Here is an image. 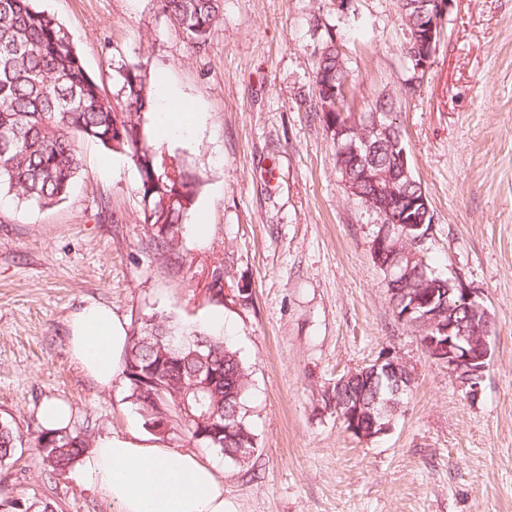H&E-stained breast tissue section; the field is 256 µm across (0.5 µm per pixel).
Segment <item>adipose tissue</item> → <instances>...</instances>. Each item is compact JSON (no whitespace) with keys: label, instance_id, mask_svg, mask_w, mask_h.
Here are the masks:
<instances>
[{"label":"adipose tissue","instance_id":"adipose-tissue-1","mask_svg":"<svg viewBox=\"0 0 512 512\" xmlns=\"http://www.w3.org/2000/svg\"><path fill=\"white\" fill-rule=\"evenodd\" d=\"M129 339L125 321L108 306L92 302L71 318L70 357L102 388H111L123 371ZM83 469L114 512H224L216 466L133 432L98 438Z\"/></svg>","mask_w":512,"mask_h":512}]
</instances>
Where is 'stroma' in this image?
Wrapping results in <instances>:
<instances>
[{"label": "stroma", "instance_id": "obj_1", "mask_svg": "<svg viewBox=\"0 0 512 512\" xmlns=\"http://www.w3.org/2000/svg\"><path fill=\"white\" fill-rule=\"evenodd\" d=\"M71 35L110 103L117 69L146 74L148 141L199 179L178 263L139 224V176L125 156L80 146L67 199L41 208L0 195V421L20 436L0 463V512H113L80 466L43 468L39 408L67 402L72 430L149 435L119 378L99 388L71 360L72 314L96 302L128 328L162 313L224 339L250 372L256 477L186 435L161 446L215 465L225 512H512V0H451L425 73L405 55L397 0H221L195 51L160 0H35ZM350 71L348 106L392 97L408 164L433 215L422 253L476 292L493 320L477 395L396 321L372 255L378 216L350 197L315 112L327 35ZM199 123L170 138L162 118ZM207 224L197 234L193 223ZM221 281L224 294L212 292ZM251 300L238 304V289ZM391 351L414 378L391 430L365 440L325 405L329 385Z\"/></svg>", "mask_w": 512, "mask_h": 512}]
</instances>
